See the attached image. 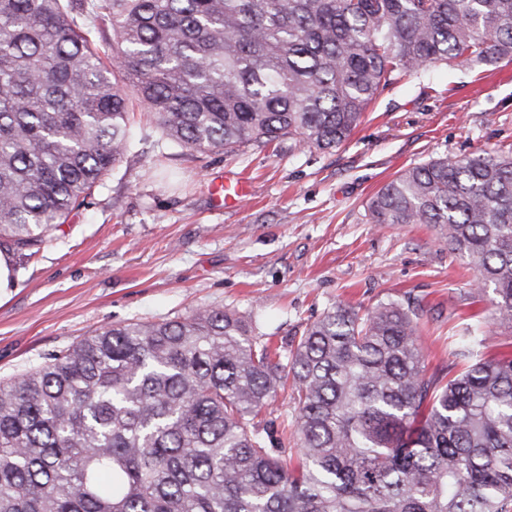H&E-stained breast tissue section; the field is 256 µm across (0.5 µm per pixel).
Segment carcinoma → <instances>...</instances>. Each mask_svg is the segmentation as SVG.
<instances>
[{
  "label": "carcinoma",
  "mask_w": 512,
  "mask_h": 512,
  "mask_svg": "<svg viewBox=\"0 0 512 512\" xmlns=\"http://www.w3.org/2000/svg\"><path fill=\"white\" fill-rule=\"evenodd\" d=\"M512 62V0H0V246L35 253L128 152L132 100L192 153L345 142L436 63ZM432 224L512 324V151L371 199ZM421 307L336 304L291 358L224 309L108 325L0 380V512H512V357L425 372ZM291 386L300 459L254 423Z\"/></svg>",
  "instance_id": "carcinoma-1"
}]
</instances>
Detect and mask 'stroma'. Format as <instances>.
<instances>
[{
    "label": "stroma",
    "instance_id": "1",
    "mask_svg": "<svg viewBox=\"0 0 512 512\" xmlns=\"http://www.w3.org/2000/svg\"><path fill=\"white\" fill-rule=\"evenodd\" d=\"M151 132L136 116L137 147L38 253L14 260L16 286L0 301V379L104 326L206 308L251 313L286 353L325 309L363 312L389 299L423 308L428 372H447L449 336L478 323L486 354L512 355V327L489 323V297L475 288L468 258L450 253L433 225L375 224L368 210L403 168L512 144V63L410 73L329 150L165 155ZM232 174L250 195L218 209L214 189Z\"/></svg>",
    "mask_w": 512,
    "mask_h": 512
}]
</instances>
